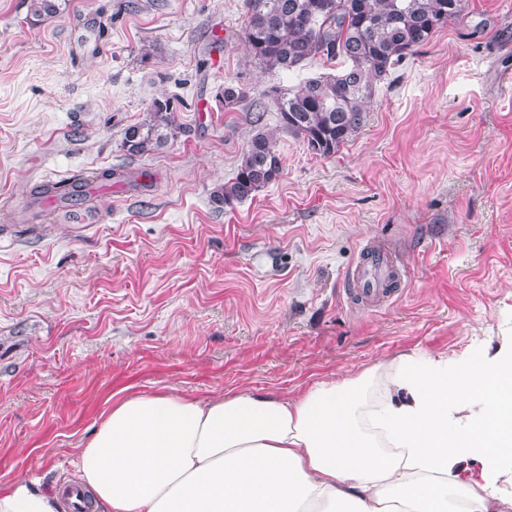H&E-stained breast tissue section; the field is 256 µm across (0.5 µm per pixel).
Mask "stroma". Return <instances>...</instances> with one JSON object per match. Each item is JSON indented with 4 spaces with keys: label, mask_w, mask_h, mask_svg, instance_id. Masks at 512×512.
<instances>
[{
    "label": "stroma",
    "mask_w": 512,
    "mask_h": 512,
    "mask_svg": "<svg viewBox=\"0 0 512 512\" xmlns=\"http://www.w3.org/2000/svg\"><path fill=\"white\" fill-rule=\"evenodd\" d=\"M0 0V484L58 485L114 392L290 398L415 350L449 358L512 338V0H467L378 83L364 127L329 157L285 131L241 38L244 0ZM93 22L91 48L70 33ZM249 98L228 108L224 85ZM186 131L142 156L125 129L154 99ZM280 178L211 201L257 131ZM104 168L85 223L35 184ZM407 276L367 308L345 294L362 246Z\"/></svg>",
    "instance_id": "obj_1"
}]
</instances>
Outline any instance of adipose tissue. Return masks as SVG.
Masks as SVG:
<instances>
[{
    "mask_svg": "<svg viewBox=\"0 0 512 512\" xmlns=\"http://www.w3.org/2000/svg\"><path fill=\"white\" fill-rule=\"evenodd\" d=\"M508 470L512 343L405 354L292 399L118 391L64 485H0V512H71V488L90 512H512Z\"/></svg>",
    "mask_w": 512,
    "mask_h": 512,
    "instance_id": "adipose-tissue-1",
    "label": "adipose tissue"
}]
</instances>
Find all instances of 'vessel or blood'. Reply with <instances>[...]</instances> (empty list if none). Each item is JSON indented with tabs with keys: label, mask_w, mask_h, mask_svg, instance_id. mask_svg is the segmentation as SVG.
Instances as JSON below:
<instances>
[{
	"label": "vessel or blood",
	"mask_w": 512,
	"mask_h": 512,
	"mask_svg": "<svg viewBox=\"0 0 512 512\" xmlns=\"http://www.w3.org/2000/svg\"><path fill=\"white\" fill-rule=\"evenodd\" d=\"M405 275V268L386 245L369 243L362 248L358 262L348 270L345 279L351 285V299L381 307L396 295Z\"/></svg>",
	"instance_id": "1"
}]
</instances>
